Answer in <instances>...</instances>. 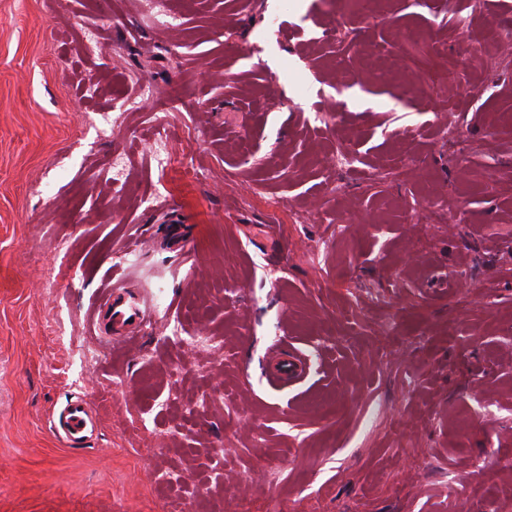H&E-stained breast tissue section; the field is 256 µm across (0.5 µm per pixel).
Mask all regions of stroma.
<instances>
[{
	"label": "stroma",
	"mask_w": 512,
	"mask_h": 512,
	"mask_svg": "<svg viewBox=\"0 0 512 512\" xmlns=\"http://www.w3.org/2000/svg\"><path fill=\"white\" fill-rule=\"evenodd\" d=\"M166 9L0 0V512H512V0ZM108 315L115 325L114 342H126L136 336L133 329L139 326L146 317V308L140 300L128 294L122 281L108 282L103 286L100 301L92 309L93 327L99 330L103 314ZM303 366L302 360L290 353L278 354L271 364V372L280 380L292 381L302 373ZM57 431L70 447L82 445L94 431L92 414L87 401L81 397L66 405L58 418Z\"/></svg>",
	"instance_id": "35a3bbf8"
}]
</instances>
